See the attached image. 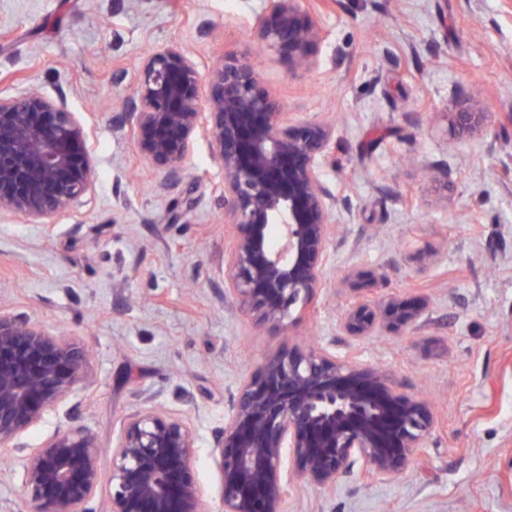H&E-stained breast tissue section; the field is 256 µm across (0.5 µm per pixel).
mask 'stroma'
<instances>
[{
  "label": "stroma",
  "instance_id": "1",
  "mask_svg": "<svg viewBox=\"0 0 512 512\" xmlns=\"http://www.w3.org/2000/svg\"><path fill=\"white\" fill-rule=\"evenodd\" d=\"M327 37L316 70L261 47L263 0H0V95L38 86L87 134L95 191L53 231L0 216V306L86 344L77 423L104 454L151 395L192 421L204 512H224L211 455L239 382L285 342L356 348L430 398L424 456L391 479L288 484L284 512H512V0H309ZM201 66L247 57L292 115L336 124L339 199L327 285L290 337L225 294L224 171L199 140L174 181L141 165L113 121L137 63L165 47ZM480 88L489 132L451 149L452 112ZM430 307L411 334L356 343L337 324L355 285Z\"/></svg>",
  "mask_w": 512,
  "mask_h": 512
}]
</instances>
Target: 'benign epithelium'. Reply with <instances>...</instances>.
<instances>
[{
    "instance_id": "7a95c632",
    "label": "benign epithelium",
    "mask_w": 512,
    "mask_h": 512,
    "mask_svg": "<svg viewBox=\"0 0 512 512\" xmlns=\"http://www.w3.org/2000/svg\"><path fill=\"white\" fill-rule=\"evenodd\" d=\"M262 46L294 69L320 65L326 30L302 0H264ZM492 113L473 96L451 113L459 140L490 129ZM119 128L144 165L175 178L193 143L209 141L224 168L217 187L224 223L235 232L224 252L235 307L285 330L325 287L338 200L322 162L336 128L282 111L245 58L206 70L178 47L148 55ZM96 169L82 125L65 102L37 89L0 96V214L50 231L55 219L94 191ZM426 305L358 295L341 318L343 336L361 341L416 331ZM81 346L0 307V453L17 461L34 512H96L104 449L87 429L57 430L36 446L23 437L83 381ZM433 405L395 385L391 371L351 353L283 346L242 380L213 438L224 512H283L295 473L326 489L362 466L390 478L421 455L435 426ZM189 420L151 405L127 416L112 448L103 512H203L193 473Z\"/></svg>"
}]
</instances>
